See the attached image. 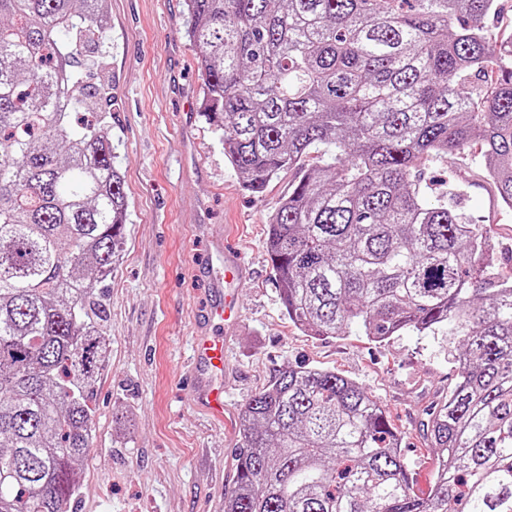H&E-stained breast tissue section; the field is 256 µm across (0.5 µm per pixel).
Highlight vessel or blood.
Masks as SVG:
<instances>
[{
    "instance_id": "1",
    "label": "vessel or blood",
    "mask_w": 512,
    "mask_h": 512,
    "mask_svg": "<svg viewBox=\"0 0 512 512\" xmlns=\"http://www.w3.org/2000/svg\"><path fill=\"white\" fill-rule=\"evenodd\" d=\"M195 406L214 421L224 420V340L201 334L195 339Z\"/></svg>"
}]
</instances>
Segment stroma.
<instances>
[{
    "instance_id": "35a3bbf8",
    "label": "stroma",
    "mask_w": 512,
    "mask_h": 512,
    "mask_svg": "<svg viewBox=\"0 0 512 512\" xmlns=\"http://www.w3.org/2000/svg\"><path fill=\"white\" fill-rule=\"evenodd\" d=\"M185 0H109L98 77L129 207L123 252L102 297L112 337L93 385L91 448L74 512H224L235 481L238 420L248 400L288 366L341 372L386 406L416 493L428 491L437 454L434 407L455 381L448 331L399 332L378 344L357 334L322 339L288 319L267 254V221L289 175L245 191L203 116L202 78L186 36ZM436 177L466 185L476 222L512 247V210L473 156L435 159ZM241 254L249 280L231 289L236 315L223 337L229 383L220 429L190 398V353L215 281L219 240Z\"/></svg>"
}]
</instances>
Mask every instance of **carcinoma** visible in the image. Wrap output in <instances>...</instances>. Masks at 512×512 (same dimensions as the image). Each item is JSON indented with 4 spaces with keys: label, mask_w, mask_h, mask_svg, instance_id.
Instances as JSON below:
<instances>
[{
    "label": "carcinoma",
    "mask_w": 512,
    "mask_h": 512,
    "mask_svg": "<svg viewBox=\"0 0 512 512\" xmlns=\"http://www.w3.org/2000/svg\"><path fill=\"white\" fill-rule=\"evenodd\" d=\"M105 0H0V512H69L112 337L95 285L128 201L101 88ZM205 117L245 190L294 173L267 252L288 319L378 344L448 326L456 382L414 492L388 409L288 367L247 402L224 512H512V276L421 173L477 152L512 207V44L495 0H186ZM84 112L93 119L72 121ZM487 25L493 38L499 41L509 38L512 35V0H498L497 10L489 17Z\"/></svg>",
    "instance_id": "obj_1"
}]
</instances>
